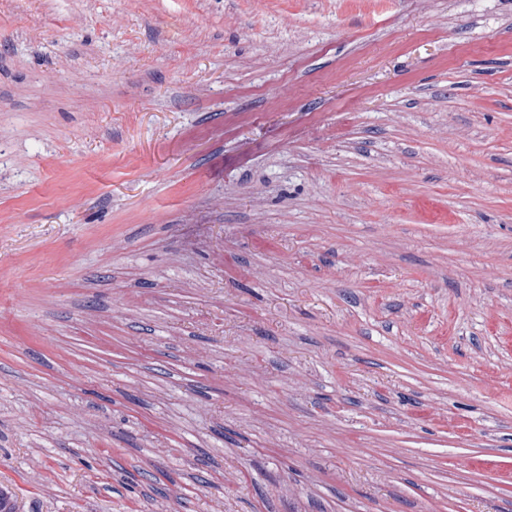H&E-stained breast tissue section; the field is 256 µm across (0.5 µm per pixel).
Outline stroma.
Segmentation results:
<instances>
[{
  "label": "stroma",
  "mask_w": 512,
  "mask_h": 512,
  "mask_svg": "<svg viewBox=\"0 0 512 512\" xmlns=\"http://www.w3.org/2000/svg\"><path fill=\"white\" fill-rule=\"evenodd\" d=\"M19 512H512V0H0Z\"/></svg>",
  "instance_id": "obj_1"
}]
</instances>
